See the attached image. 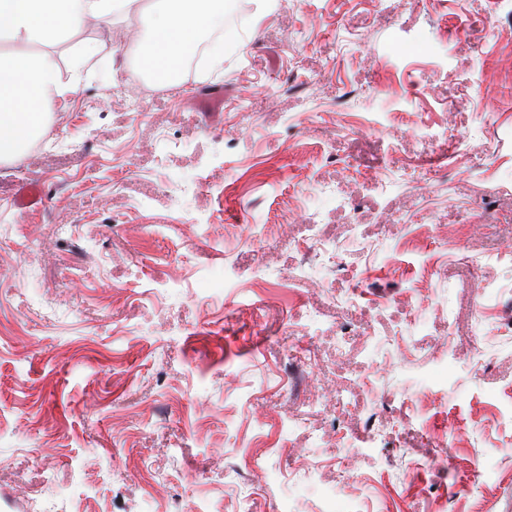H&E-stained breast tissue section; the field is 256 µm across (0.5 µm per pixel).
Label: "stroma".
Wrapping results in <instances>:
<instances>
[{"mask_svg": "<svg viewBox=\"0 0 512 512\" xmlns=\"http://www.w3.org/2000/svg\"><path fill=\"white\" fill-rule=\"evenodd\" d=\"M257 2L169 91L149 6L55 49L99 53L0 164V512H512V0Z\"/></svg>", "mask_w": 512, "mask_h": 512, "instance_id": "1", "label": "stroma"}]
</instances>
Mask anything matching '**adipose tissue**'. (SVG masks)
Instances as JSON below:
<instances>
[{
	"mask_svg": "<svg viewBox=\"0 0 512 512\" xmlns=\"http://www.w3.org/2000/svg\"><path fill=\"white\" fill-rule=\"evenodd\" d=\"M140 0H0V163L21 155L46 130L45 112L54 102L77 93L82 71L97 55L95 42L82 43L70 60L71 76L62 79L51 53L74 32L109 24L113 17L138 9ZM230 0H165L148 38L139 43L150 73L168 71L194 53L203 36L223 29ZM30 42L41 53L26 51Z\"/></svg>",
	"mask_w": 512,
	"mask_h": 512,
	"instance_id": "obj_1",
	"label": "adipose tissue"
}]
</instances>
